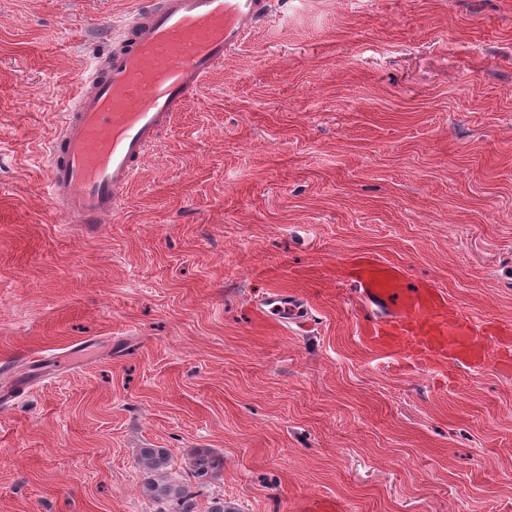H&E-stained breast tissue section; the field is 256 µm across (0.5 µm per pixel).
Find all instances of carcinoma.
Returning <instances> with one entry per match:
<instances>
[{
	"mask_svg": "<svg viewBox=\"0 0 512 512\" xmlns=\"http://www.w3.org/2000/svg\"><path fill=\"white\" fill-rule=\"evenodd\" d=\"M140 463L145 473L143 493L166 505L163 512H195L200 485L173 483L169 478L173 459L165 448H143ZM220 467V459L209 449L199 448L190 461L193 476L203 481Z\"/></svg>",
	"mask_w": 512,
	"mask_h": 512,
	"instance_id": "cac0c4a2",
	"label": "carcinoma"
}]
</instances>
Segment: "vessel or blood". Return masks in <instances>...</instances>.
I'll list each match as a JSON object with an SVG mask.
<instances>
[{"label":"vessel or blood","mask_w":512,"mask_h":512,"mask_svg":"<svg viewBox=\"0 0 512 512\" xmlns=\"http://www.w3.org/2000/svg\"><path fill=\"white\" fill-rule=\"evenodd\" d=\"M273 0H159L118 25L121 47L104 70L81 77L44 158L49 201L73 224H94L123 208L141 160L159 140L183 99L264 19ZM376 321L370 340L382 348L446 350L465 339L472 359L488 345L480 326L451 311L439 288L405 283L391 262L360 257L352 270Z\"/></svg>","instance_id":"b4317fda"}]
</instances>
